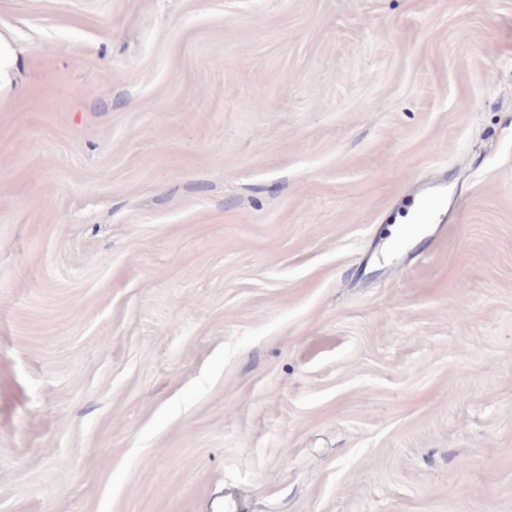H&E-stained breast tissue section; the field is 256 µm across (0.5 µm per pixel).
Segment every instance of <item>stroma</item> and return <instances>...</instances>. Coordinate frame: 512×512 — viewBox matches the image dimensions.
Returning <instances> with one entry per match:
<instances>
[{"mask_svg":"<svg viewBox=\"0 0 512 512\" xmlns=\"http://www.w3.org/2000/svg\"><path fill=\"white\" fill-rule=\"evenodd\" d=\"M0 23V512H512V0ZM19 57L12 40L0 29V99L19 92ZM430 185L428 191L417 199L415 224H443L447 222L440 183L432 182Z\"/></svg>","mask_w":512,"mask_h":512,"instance_id":"1","label":"stroma"}]
</instances>
